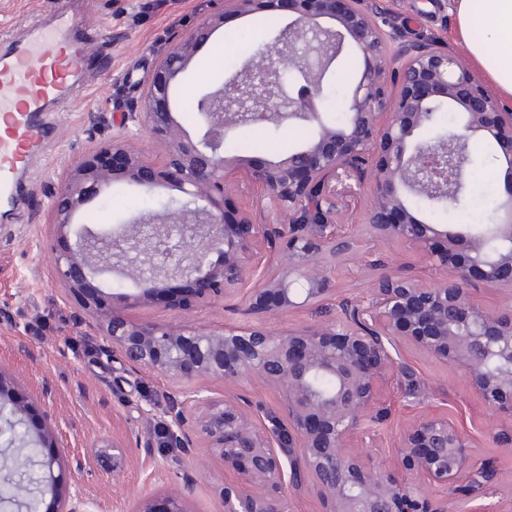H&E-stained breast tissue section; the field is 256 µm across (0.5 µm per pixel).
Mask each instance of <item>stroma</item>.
Returning <instances> with one entry per match:
<instances>
[{"label":"stroma","mask_w":512,"mask_h":512,"mask_svg":"<svg viewBox=\"0 0 512 512\" xmlns=\"http://www.w3.org/2000/svg\"><path fill=\"white\" fill-rule=\"evenodd\" d=\"M60 0H0V36L19 28L35 13L51 16ZM383 20L396 25L406 39L432 38L458 57L464 48L454 37L455 0H366ZM224 0H96L88 17L96 27L95 47L108 62L91 71L94 85L85 98L67 106L55 133L49 158L29 175L32 185L28 223L11 218L0 226V372L19 385L29 404L33 424H45L59 447L54 469L61 488L79 482L100 512H132L139 499L171 489L183 490L191 512H224L218 490L234 487L237 475L225 471L208 449L184 454L159 445L141 448V437L163 425L172 384L149 370H132L119 352L83 321L78 301L59 286L52 256L42 247L53 236L56 248L76 241L77 233L104 234L135 222L140 214L175 208L179 192L170 184L135 185L115 181L108 194L90 203L70 232L51 235L50 198L66 168L99 145L122 138V113L135 110L144 93L146 76L159 56L185 32L208 16L223 13L224 24L201 46L175 93L176 117L190 136L200 131L192 112L196 99L220 89L226 79L243 72L260 42L271 40L289 22L287 9L240 17L224 13ZM361 55L345 47L327 75L324 95L330 122L344 118V76H360ZM311 127L301 124L262 128L239 126L227 132L224 154L242 165L273 159L309 140ZM376 270L358 277L336 276V296L285 313L281 323L326 322L335 318L339 299L364 295L375 282ZM95 294L112 299L136 321L171 322L188 319L221 327L254 323L246 292L186 309L159 305H124L122 296L136 292L134 282L103 275L92 279ZM400 357L414 371L416 396H406L397 379L387 380L381 395L390 412L381 425L372 455L391 462L404 428L418 417L448 415L466 434L476 456L496 471L478 499L461 494L448 501V512H470L482 504L485 512H512V453L489 439L506 420L489 409L470 379L452 365L439 363L412 346ZM215 395H230L253 406L274 409L276 390L254 379L233 384L213 381ZM126 450L120 471L97 462L100 440Z\"/></svg>","instance_id":"obj_1"}]
</instances>
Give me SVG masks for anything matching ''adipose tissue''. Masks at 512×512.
Returning a JSON list of instances; mask_svg holds the SVG:
<instances>
[{"label": "adipose tissue", "instance_id": "ef3b65f1", "mask_svg": "<svg viewBox=\"0 0 512 512\" xmlns=\"http://www.w3.org/2000/svg\"><path fill=\"white\" fill-rule=\"evenodd\" d=\"M455 31L486 81L512 97V0H458Z\"/></svg>", "mask_w": 512, "mask_h": 512}]
</instances>
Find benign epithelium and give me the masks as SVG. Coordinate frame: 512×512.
I'll return each instance as SVG.
<instances>
[{
  "label": "benign epithelium",
  "instance_id": "benign-epithelium-1",
  "mask_svg": "<svg viewBox=\"0 0 512 512\" xmlns=\"http://www.w3.org/2000/svg\"><path fill=\"white\" fill-rule=\"evenodd\" d=\"M365 0H224V11L182 35L148 76L138 109L150 137L166 147L164 164L122 140L88 152L68 169L52 195L58 232L112 186L117 177L138 184L172 183L184 202L169 216L141 218L118 236L84 235L76 248L55 251L60 287L81 298L85 322L129 365L168 378L176 388L166 409L168 441L191 453L203 442L236 474L242 487H224V512H289L288 493L313 491L324 512H447L409 480L416 475L444 496L483 486L495 471L473 453L468 438L439 413L417 418L403 431L399 454L380 465L360 447L376 435L387 408L382 381L409 378L399 358L409 344L431 359L467 374L483 401L512 421V306L490 310L473 295L489 288L512 298V106L488 91L448 49L435 43L398 44ZM286 7L292 20L273 50H259L245 72L202 99L204 126L193 138L175 116L174 95L196 50L224 14L252 15ZM350 43L363 71L347 95L346 118L332 124L323 112L330 65ZM460 123L431 143L420 131L442 106ZM295 121L313 126L312 139L285 156L250 165L229 177L226 130ZM494 145L508 175L499 220L482 232L450 228L418 217L409 199L457 203L465 186L470 147ZM244 184L257 194L264 220L250 212L229 218L226 196ZM368 200L364 236L401 245L443 271L426 286L392 271L370 292L338 302L336 319L273 329L264 322L211 329L194 323L139 322L86 294L92 277L115 272L148 289L127 296L159 304L164 284L195 283L199 303L229 297L251 281L253 313L270 320L336 295V265L357 276L364 265L388 267L381 256L358 257L359 238L339 230L338 203ZM280 247L278 272L264 264L258 245ZM130 245L136 256L115 267L105 253ZM217 252L223 262L213 265ZM330 379L331 392L314 381ZM258 378L280 394V411L258 414L231 396L215 397L201 382ZM6 427H25L24 401L0 379ZM49 434L32 436L33 459L47 478L53 512H95L78 484L55 492L56 455ZM99 459L120 468L124 448L102 441ZM134 512H191L181 491L137 502Z\"/></svg>",
  "mask_w": 512,
  "mask_h": 512
}]
</instances>
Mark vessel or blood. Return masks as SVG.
<instances>
[{
	"label": "vessel or blood",
	"instance_id": "vessel-or-blood-1",
	"mask_svg": "<svg viewBox=\"0 0 512 512\" xmlns=\"http://www.w3.org/2000/svg\"><path fill=\"white\" fill-rule=\"evenodd\" d=\"M54 18L51 26L32 20L22 36L0 47V200L10 205L25 200L36 149L55 132L47 114L63 109L102 61L74 14L61 8Z\"/></svg>",
	"mask_w": 512,
	"mask_h": 512
}]
</instances>
